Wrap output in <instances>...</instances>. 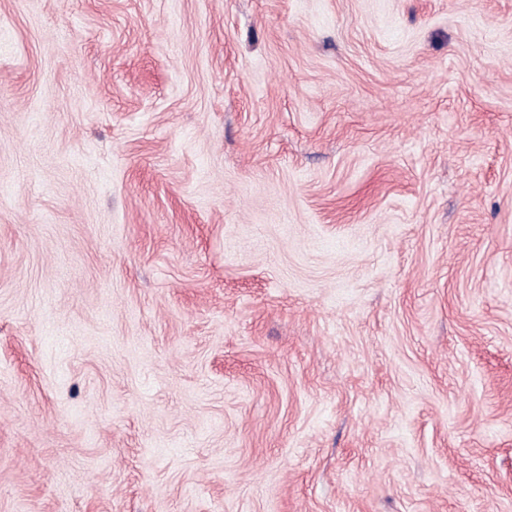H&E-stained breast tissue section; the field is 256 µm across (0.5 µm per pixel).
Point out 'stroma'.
I'll return each instance as SVG.
<instances>
[{
	"instance_id": "obj_1",
	"label": "stroma",
	"mask_w": 512,
	"mask_h": 512,
	"mask_svg": "<svg viewBox=\"0 0 512 512\" xmlns=\"http://www.w3.org/2000/svg\"><path fill=\"white\" fill-rule=\"evenodd\" d=\"M0 512H512V0H0Z\"/></svg>"
}]
</instances>
